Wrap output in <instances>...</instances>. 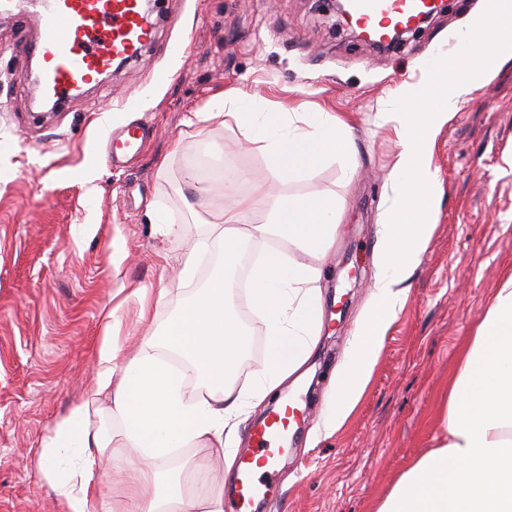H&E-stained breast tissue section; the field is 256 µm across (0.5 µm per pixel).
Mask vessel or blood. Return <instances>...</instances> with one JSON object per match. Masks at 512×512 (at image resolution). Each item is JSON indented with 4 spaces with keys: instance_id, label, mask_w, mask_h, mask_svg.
Returning a JSON list of instances; mask_svg holds the SVG:
<instances>
[{
    "instance_id": "1",
    "label": "vessel or blood",
    "mask_w": 512,
    "mask_h": 512,
    "mask_svg": "<svg viewBox=\"0 0 512 512\" xmlns=\"http://www.w3.org/2000/svg\"><path fill=\"white\" fill-rule=\"evenodd\" d=\"M33 13L38 36L25 46L38 65L43 94L62 103L74 91L96 83L119 60L135 58L154 40L155 24L142 0H41ZM433 0H350L351 19L368 37L385 39L394 29L408 28L433 11ZM145 135L140 124L113 131L109 156L134 153ZM304 411L296 403L281 406L253 436L252 448L240 456L237 470L240 506L250 508L266 496L284 454L283 443Z\"/></svg>"
}]
</instances>
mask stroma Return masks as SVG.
<instances>
[{
    "mask_svg": "<svg viewBox=\"0 0 512 512\" xmlns=\"http://www.w3.org/2000/svg\"><path fill=\"white\" fill-rule=\"evenodd\" d=\"M0 7V512H61L42 480L39 452L55 425L87 398L110 311L120 361L137 351L220 267L179 261L191 241L221 245L216 214L237 208L250 184L199 199L184 175L226 167L264 181L275 198H341L333 246L322 255L276 247L314 266L325 310L300 380L287 382L238 427L240 447L276 401L312 414L287 444L277 483L251 512H374L408 464L442 436V398L495 293L512 276V59L479 82L440 126L431 156L436 208L428 246L406 283L402 308L354 411L322 428L335 374L371 303L376 246L394 203L390 175L401 151L382 114L392 90L422 77L418 64L451 52L455 33L485 0H448L406 41L380 51L351 37L322 0H169L153 47L112 68L60 110L40 116L29 57L14 47L26 0ZM263 111L333 112L353 128L352 159L339 156L295 181L274 179L266 157L235 123L205 119L229 89ZM151 134L128 164L105 159L113 129L133 120ZM162 215L184 236L161 234ZM163 294L152 323L132 291ZM234 310L247 332L237 379L259 370L265 327L249 302ZM89 427L112 440V496L126 498L133 455L119 418L98 401Z\"/></svg>",
    "mask_w": 512,
    "mask_h": 512,
    "instance_id": "obj_1",
    "label": "stroma"
}]
</instances>
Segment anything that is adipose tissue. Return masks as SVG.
Wrapping results in <instances>:
<instances>
[{
    "label": "adipose tissue",
    "mask_w": 512,
    "mask_h": 512,
    "mask_svg": "<svg viewBox=\"0 0 512 512\" xmlns=\"http://www.w3.org/2000/svg\"><path fill=\"white\" fill-rule=\"evenodd\" d=\"M216 115L246 131L282 182L352 152L351 128L332 112L307 113L296 126L271 120L254 102L230 90L219 98ZM344 208L343 202L327 197L272 201L255 191L239 209L220 215L224 263H236L246 236H277L302 252H324L334 241ZM256 210L264 212L263 221L248 223V213ZM319 278V268L290 264L276 250L253 268L250 296L265 324L266 360L240 385L234 372L247 338L231 308L226 277L211 280L125 363H118V348L111 334H104L88 402L58 422L41 446V474L63 512H224L222 499L201 502L185 493L189 475L172 477L161 471L154 474L147 504L107 502L110 476L92 452L106 450L110 441L90 430L91 405L109 400L127 447L143 460L161 459L169 449L194 442L217 449L224 462H232L236 418L298 373L317 342L322 325ZM162 349L178 353L205 379L197 399L185 398L183 376L159 359ZM442 425L438 445L407 467L375 512H512V277L498 288L476 328L448 391Z\"/></svg>",
    "instance_id": "1"
}]
</instances>
